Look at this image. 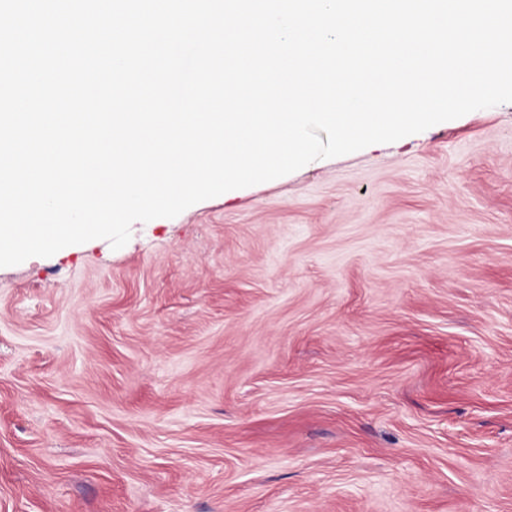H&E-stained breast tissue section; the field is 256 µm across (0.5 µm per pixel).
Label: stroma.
Listing matches in <instances>:
<instances>
[{
    "instance_id": "1",
    "label": "stroma",
    "mask_w": 512,
    "mask_h": 512,
    "mask_svg": "<svg viewBox=\"0 0 512 512\" xmlns=\"http://www.w3.org/2000/svg\"><path fill=\"white\" fill-rule=\"evenodd\" d=\"M0 512H512V103L0 267Z\"/></svg>"
}]
</instances>
